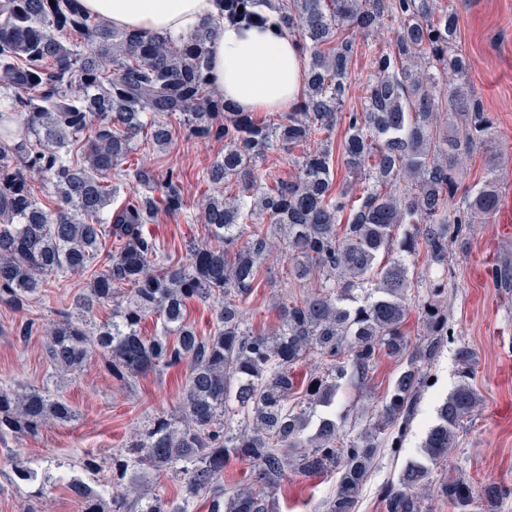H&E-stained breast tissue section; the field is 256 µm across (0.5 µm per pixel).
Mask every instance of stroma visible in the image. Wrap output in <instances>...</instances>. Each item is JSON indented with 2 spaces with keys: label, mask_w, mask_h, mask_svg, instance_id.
Instances as JSON below:
<instances>
[{
  "label": "stroma",
  "mask_w": 512,
  "mask_h": 512,
  "mask_svg": "<svg viewBox=\"0 0 512 512\" xmlns=\"http://www.w3.org/2000/svg\"><path fill=\"white\" fill-rule=\"evenodd\" d=\"M458 42L470 67L468 79L485 110L496 122V136L484 151L467 156L459 169L462 187L481 185L488 169H495L501 203H512V0H467L460 8ZM224 150L223 143L203 142L178 130L164 151L144 146L131 154L130 164L146 165L158 174L175 171L187 199L206 192L203 174ZM497 218L476 216L463 242L448 253V267L420 266L426 279L448 278V317L456 331L454 343L445 345L430 373L434 379L418 402L415 420L400 455L381 449L364 486L358 512H384L379 489L397 481L406 462L422 455L421 444L436 407L456 386L454 360L457 344L471 347L476 356L472 383L483 403L461 432L459 444L448 457L450 466L473 485L512 486V288L500 287L490 274L499 258L512 254V237H504ZM164 247L167 263L189 261L190 242L203 240L206 230L194 210L170 215L159 213L148 227ZM288 256L270 258L267 281L242 305L244 321L254 329L277 322L275 302L301 294ZM86 277L60 279L49 298L33 301L28 310L13 312L0 306V382L15 387L54 388L77 412L75 420L49 425L36 436L0 441V512H79L65 481L78 475L76 460L91 451L107 457L124 450L132 433L147 416L174 411L181 399L189 365L140 376L134 391L121 389L98 361H91L76 376L56 373L44 354V338L33 333L20 340L17 326L27 319L57 322L83 293ZM47 474L46 493L30 502L27 486L14 483V462ZM333 477L289 475L279 494L281 512H323L334 489Z\"/></svg>",
  "instance_id": "stroma-1"
}]
</instances>
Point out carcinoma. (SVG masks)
<instances>
[{"label": "carcinoma", "instance_id": "1", "mask_svg": "<svg viewBox=\"0 0 512 512\" xmlns=\"http://www.w3.org/2000/svg\"><path fill=\"white\" fill-rule=\"evenodd\" d=\"M243 12H238V9ZM390 18L388 46L371 56L373 78L360 108L341 114L354 56ZM271 22L298 38L307 81L300 99L274 125L237 112L210 77L209 56L224 22ZM459 0H220V13L188 35L144 36L112 27L81 0H0V303L17 312L48 297L58 277L90 273L64 319L43 328L44 352L74 375L95 358L123 387L135 390L150 371L190 366L182 401L156 413L126 448L106 460L86 452L79 468L109 478L68 489L81 512H278L288 474H334L325 512H356L382 448L404 447L414 405L440 348L454 340L440 303L448 279L431 280L418 303L422 341L404 331L412 289L410 259L448 264V248L473 216L499 206L494 177L460 191L458 158L482 147L494 122L466 81L458 46ZM345 123L342 160L362 180L361 193L332 190L330 133ZM197 139L224 142L205 173L215 192L189 202L179 176L127 173L125 202L112 210L121 166L142 143L165 150L176 127ZM306 146L294 175L261 169L276 146ZM406 183L403 193L390 187ZM51 188L46 200L36 190ZM199 211L206 240L189 245L188 265L157 262L160 244L147 231L158 211ZM121 242L105 250L109 238ZM282 242L294 273L317 276L314 289L276 304L277 324L254 330L240 305L261 286L267 255ZM512 287V258L493 269ZM214 304L209 335L186 319L187 304ZM111 307L101 323L91 321ZM160 331L144 336L147 317ZM316 354L323 370L296 393L292 368ZM403 368L368 420L341 438L344 417L316 416L339 392L362 391L381 355ZM474 351L455 349L458 384L437 409L425 454L385 485V512H424L422 491L433 467L447 461L458 434L482 399L472 384ZM76 411L46 389L0 385V438L34 435L68 423ZM251 465V485L224 484L230 460ZM179 483L173 499L139 493L151 475ZM438 492L455 512H473L472 486L445 473ZM512 496L491 485L485 502Z\"/></svg>", "mask_w": 512, "mask_h": 512}]
</instances>
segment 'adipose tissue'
Here are the masks:
<instances>
[{"label":"adipose tissue","mask_w":512,"mask_h":512,"mask_svg":"<svg viewBox=\"0 0 512 512\" xmlns=\"http://www.w3.org/2000/svg\"><path fill=\"white\" fill-rule=\"evenodd\" d=\"M86 11L113 27L152 35L186 34L219 12L217 0H83ZM210 74L241 112H284L299 99L306 71L298 40L273 25L227 23L218 30Z\"/></svg>","instance_id":"ef3b65f1"}]
</instances>
